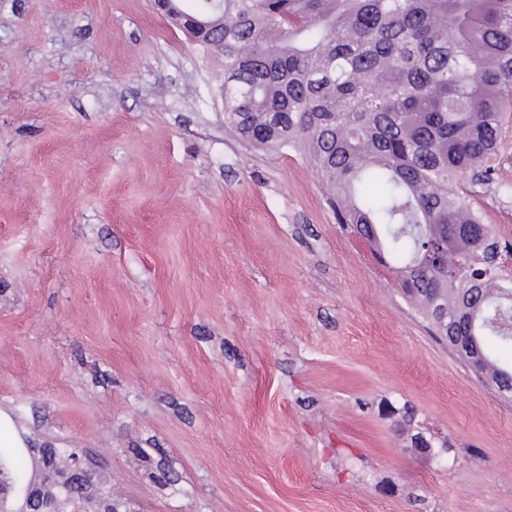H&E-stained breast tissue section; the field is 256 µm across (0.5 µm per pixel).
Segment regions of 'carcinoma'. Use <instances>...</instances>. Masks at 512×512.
Wrapping results in <instances>:
<instances>
[{
	"label": "carcinoma",
	"instance_id": "obj_1",
	"mask_svg": "<svg viewBox=\"0 0 512 512\" xmlns=\"http://www.w3.org/2000/svg\"><path fill=\"white\" fill-rule=\"evenodd\" d=\"M184 20L214 21L193 43L224 61V124L243 141L306 150L338 220L444 337L476 336L481 371L512 375V299L493 230L460 194L491 179L503 114L512 110V0H171ZM448 247V267L420 265ZM77 448H46L43 502L75 477ZM32 482L18 448L0 447L4 512Z\"/></svg>",
	"mask_w": 512,
	"mask_h": 512
}]
</instances>
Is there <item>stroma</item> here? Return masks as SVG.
I'll list each match as a JSON object with an SVG mask.
<instances>
[{"mask_svg":"<svg viewBox=\"0 0 512 512\" xmlns=\"http://www.w3.org/2000/svg\"><path fill=\"white\" fill-rule=\"evenodd\" d=\"M219 69L153 0H0V438L131 512H512V401L309 156L226 129ZM489 165L512 247V112Z\"/></svg>","mask_w":512,"mask_h":512,"instance_id":"35a3bbf8","label":"stroma"}]
</instances>
